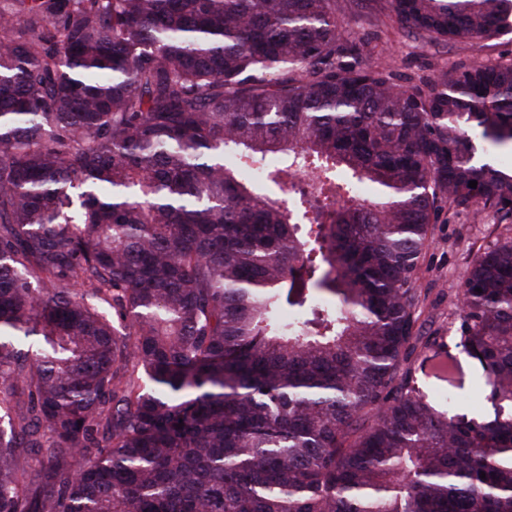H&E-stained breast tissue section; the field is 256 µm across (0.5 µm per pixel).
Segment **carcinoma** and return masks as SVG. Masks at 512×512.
<instances>
[{
  "instance_id": "1",
  "label": "carcinoma",
  "mask_w": 512,
  "mask_h": 512,
  "mask_svg": "<svg viewBox=\"0 0 512 512\" xmlns=\"http://www.w3.org/2000/svg\"><path fill=\"white\" fill-rule=\"evenodd\" d=\"M355 6L512 34V0ZM484 143L512 58L404 87L336 0H0V512H512V237L417 328L440 216L512 222ZM459 368L448 374V381H437L428 376L429 369H420V360L416 361V376L422 389L430 395L451 394L460 400L467 409H480L485 405L483 394L476 384L477 371L473 360L465 354L457 355Z\"/></svg>"
}]
</instances>
